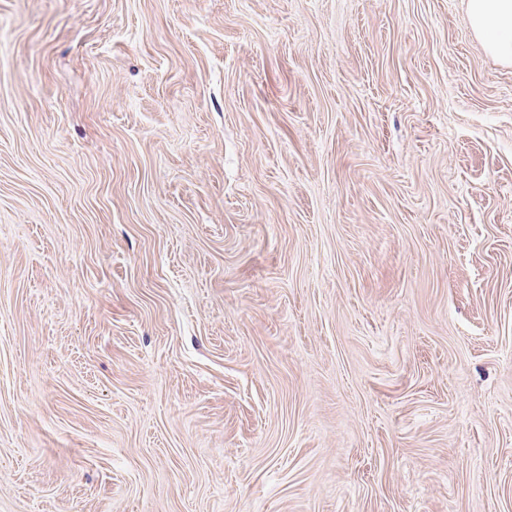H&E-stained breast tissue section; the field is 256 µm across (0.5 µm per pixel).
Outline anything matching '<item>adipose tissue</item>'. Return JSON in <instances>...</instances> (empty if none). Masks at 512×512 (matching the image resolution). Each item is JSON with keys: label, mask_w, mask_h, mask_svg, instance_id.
Masks as SVG:
<instances>
[{"label": "adipose tissue", "mask_w": 512, "mask_h": 512, "mask_svg": "<svg viewBox=\"0 0 512 512\" xmlns=\"http://www.w3.org/2000/svg\"><path fill=\"white\" fill-rule=\"evenodd\" d=\"M469 27L487 52L512 62V0H465Z\"/></svg>", "instance_id": "ef3b65f1"}]
</instances>
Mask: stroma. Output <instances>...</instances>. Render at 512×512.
<instances>
[{
	"mask_svg": "<svg viewBox=\"0 0 512 512\" xmlns=\"http://www.w3.org/2000/svg\"><path fill=\"white\" fill-rule=\"evenodd\" d=\"M0 512H512L464 0H0Z\"/></svg>",
	"mask_w": 512,
	"mask_h": 512,
	"instance_id": "35a3bbf8",
	"label": "stroma"
}]
</instances>
